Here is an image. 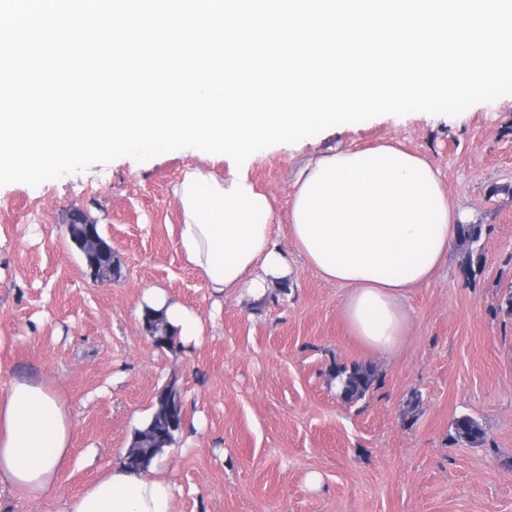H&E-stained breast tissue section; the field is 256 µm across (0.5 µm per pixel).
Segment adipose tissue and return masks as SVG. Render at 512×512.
Instances as JSON below:
<instances>
[{
  "instance_id": "ef3b65f1",
  "label": "adipose tissue",
  "mask_w": 512,
  "mask_h": 512,
  "mask_svg": "<svg viewBox=\"0 0 512 512\" xmlns=\"http://www.w3.org/2000/svg\"><path fill=\"white\" fill-rule=\"evenodd\" d=\"M175 194L183 214L178 249L213 293L239 290L259 300L292 279L272 201L246 174L224 178L195 167ZM289 218L299 255L325 280L348 287L344 320L378 354L402 342L407 289L431 280L465 221L449 206L439 169L389 145L311 157L297 176ZM142 306L163 315L178 347L200 344L201 318L166 290L148 289ZM73 432L70 407L57 391L37 378L12 380L0 389V484L25 499L54 494ZM167 458L160 453L139 470L117 459L67 501L65 512H174Z\"/></svg>"
}]
</instances>
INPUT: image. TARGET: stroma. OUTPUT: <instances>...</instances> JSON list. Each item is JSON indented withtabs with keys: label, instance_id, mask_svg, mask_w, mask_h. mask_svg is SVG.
I'll return each instance as SVG.
<instances>
[{
	"label": "stroma",
	"instance_id": "1",
	"mask_svg": "<svg viewBox=\"0 0 512 512\" xmlns=\"http://www.w3.org/2000/svg\"><path fill=\"white\" fill-rule=\"evenodd\" d=\"M395 144L436 164L451 206L481 225L482 260L464 276L453 249L429 283L409 288L407 336L371 352L342 315L346 287L291 250L295 175L312 155ZM203 167L242 170L274 200L275 230L294 275L255 301L216 295L177 246L174 188ZM100 224L117 268L93 277L71 245L74 210ZM162 288L202 319L201 344L155 347L136 308ZM512 94L460 114L381 115L243 165L184 148L140 163L121 157L32 187L0 186V388L49 382L73 420L72 458L56 495L17 497L0 512H64L132 440L135 415L175 384L185 426L165 476L175 512H512ZM370 364L378 378L344 402L337 366ZM467 414L485 429L455 442ZM319 473V487L307 481ZM454 430V439L466 445L479 443L484 436L480 424L470 415L463 414L454 418L451 424Z\"/></svg>",
	"mask_w": 512,
	"mask_h": 512
}]
</instances>
